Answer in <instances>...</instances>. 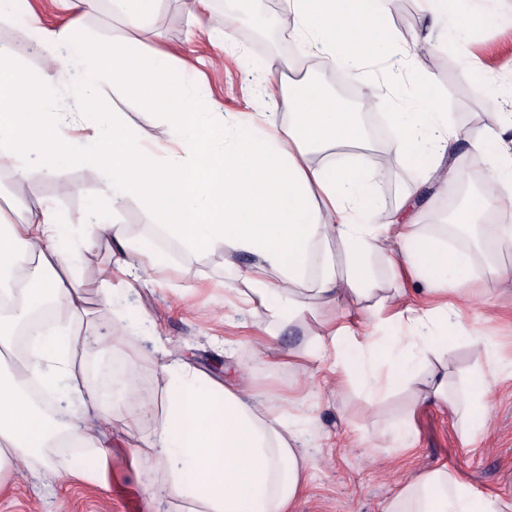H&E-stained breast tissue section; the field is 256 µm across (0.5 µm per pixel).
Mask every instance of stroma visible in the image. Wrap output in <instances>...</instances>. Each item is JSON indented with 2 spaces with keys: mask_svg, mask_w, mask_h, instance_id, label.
<instances>
[{
  "mask_svg": "<svg viewBox=\"0 0 512 512\" xmlns=\"http://www.w3.org/2000/svg\"><path fill=\"white\" fill-rule=\"evenodd\" d=\"M44 26L55 28L79 21L83 29L99 33L114 43L135 36L113 12L99 9L75 15L53 6L50 0H31ZM395 41L404 46L423 42L430 19L424 0H385ZM286 0H209L205 12L195 11L192 0H155L151 22L137 34L146 49L173 56L192 81L201 103L218 112H265L269 106L256 85L259 69L271 66L291 81L312 80L328 94L348 93L350 111L358 113L368 130L363 147L314 151L312 162L336 159L378 170L380 185L374 196L375 221L389 223L405 193H413L412 214L424 233L448 221L449 211L470 204L486 187L490 163L474 162L466 148L454 155L467 190L453 198L451 183L426 179L423 171L398 164H382L391 141L383 114L362 107L364 96L405 104L412 88L405 71L391 68L388 60H372L363 74L336 72L305 66L312 53L305 48L296 23L288 22ZM481 23L460 20L452 29L434 36L442 57L434 70L438 92L445 101L450 124L472 135L505 132L512 139V20L499 15L497 0H485ZM99 98L105 111L122 113L138 129L148 146L168 140L167 129L124 87L104 86ZM36 188L26 200L13 197L0 182V206L7 219L16 220L25 207L44 202L58 209L72 224L86 222L89 196L101 189L94 168L73 164L46 174L40 166L29 169ZM72 186L62 196L58 186ZM112 262V245L95 240L81 249L77 272L84 282L88 319L99 331L123 322L125 333L111 350L94 356L96 367L113 361H135L139 368V395L117 391L116 408L140 409L151 401V413L142 427L149 432L160 413L164 381L158 369L157 345L184 356L192 366L222 382H237L265 392L283 411L297 415L309 438L315 465L308 474L305 493L295 512H383L396 488L430 468L445 466L486 497L512 502V284L488 279L485 264L470 261L469 273L485 280L482 292L457 298L461 316L452 328L458 341L444 359L454 381L474 370H495L485 403L490 424L462 444L453 417L435 406L412 410L416 384L370 404L359 386L334 387L330 375H311L276 368L253 357L241 346L225 359L223 339L235 335V322L246 321L257 333L272 330L264 310L239 312L224 302V286L235 278L224 265L222 253L199 255L178 249L168 268L153 281L136 285L107 305L99 298L97 274ZM489 338L494 360L476 353L473 340ZM410 420L412 447L387 441L392 428ZM112 488L95 483H36L18 474L0 483V512H150L149 485L158 480L156 468L137 474L127 469L119 451L120 433H112Z\"/></svg>",
  "mask_w": 512,
  "mask_h": 512,
  "instance_id": "obj_1",
  "label": "stroma"
}]
</instances>
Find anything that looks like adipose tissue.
Instances as JSON below:
<instances>
[{
  "instance_id": "ef3b65f1",
  "label": "adipose tissue",
  "mask_w": 512,
  "mask_h": 512,
  "mask_svg": "<svg viewBox=\"0 0 512 512\" xmlns=\"http://www.w3.org/2000/svg\"><path fill=\"white\" fill-rule=\"evenodd\" d=\"M298 31L310 49L333 69L355 72L383 50L405 68L416 88L407 105L389 113L395 163L423 170L428 178L453 181L452 161L459 139L474 158L496 155V180L475 205L456 210L453 222L465 227L482 214L498 249H512V225L496 220L512 206V150L497 133L463 137L450 125L431 72L414 48H394L382 0H288ZM19 18L21 34L46 52L38 73L24 68L0 47V167L10 169L15 191L33 192L26 167L37 159L46 172L81 161L96 167L107 194L94 205L92 223L67 224L52 206L28 209L21 222L0 216V299L11 296L17 271L27 286L9 318L0 317V478L26 468L47 482L108 481L106 434L120 430L129 439L131 464L156 466L159 494L178 502L179 512H294L310 466L305 436L279 414L260 391L226 384L183 358L163 354L164 411L150 433L140 434V411L103 408L97 390L77 358L104 335L83 331V295L73 275L76 237L104 236L113 244L112 265L99 273L104 284L133 287L144 275L165 267V254L130 238L113 208L136 201L170 240L198 253H223L237 267L226 284L246 305L264 308L274 324L305 323L311 305L329 317L305 324L302 346L283 350L276 335L248 336L255 355L301 372L329 364L334 383L360 382L369 398L411 381L419 387L414 405L430 403L456 418L462 440L486 426L481 400L488 392L483 373L471 377L460 394L448 389V373L429 358L456 342L433 334L434 321L448 322L456 310L449 293L470 294L479 283L461 254L424 234L408 216L403 199L393 223L373 219L374 173L365 166L327 161L311 164L317 148H355L365 131L355 113L329 96L320 84L293 83L265 70V88H277L287 120L274 112H202L194 87L163 52L145 51L139 40L118 45L81 34L74 26H41L28 0H0L1 17ZM76 72L80 91L73 110L53 112L49 102L60 76ZM121 84L158 112L172 135L170 146L151 149L120 114L102 121L101 84ZM346 249V268L337 270L331 241ZM382 262L394 279L420 280L435 303L417 305L395 288L363 306L376 327L398 322L411 331L404 346L370 332L355 333L350 309L371 294V260ZM64 306L67 324L36 336L26 352H16L12 328L28 322L46 301ZM382 362V370L372 362ZM51 398L50 411L38 407L34 390ZM61 445L79 449L65 467L46 465L44 451ZM385 512H512V504L478 495L447 468H433L404 483Z\"/></svg>"
}]
</instances>
